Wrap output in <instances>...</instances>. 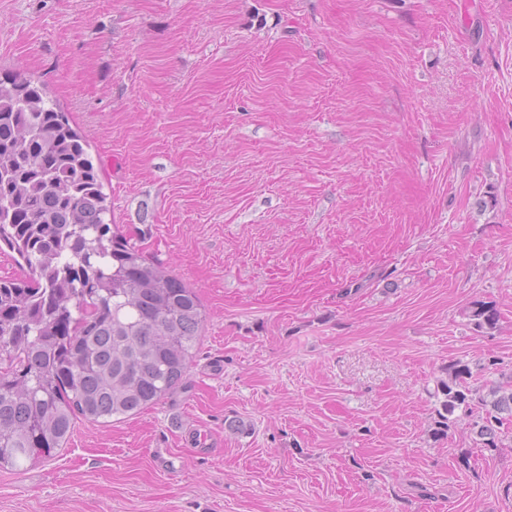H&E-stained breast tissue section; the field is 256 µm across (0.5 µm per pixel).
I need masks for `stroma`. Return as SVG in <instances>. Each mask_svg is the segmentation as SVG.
Listing matches in <instances>:
<instances>
[{"label": "stroma", "mask_w": 512, "mask_h": 512, "mask_svg": "<svg viewBox=\"0 0 512 512\" xmlns=\"http://www.w3.org/2000/svg\"><path fill=\"white\" fill-rule=\"evenodd\" d=\"M1 67L205 322L158 404L0 469V512H512L511 435H431L449 364L512 377V0H0Z\"/></svg>", "instance_id": "obj_1"}]
</instances>
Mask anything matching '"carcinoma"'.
I'll use <instances>...</instances> for the list:
<instances>
[{"mask_svg":"<svg viewBox=\"0 0 512 512\" xmlns=\"http://www.w3.org/2000/svg\"><path fill=\"white\" fill-rule=\"evenodd\" d=\"M102 168L70 113L43 84L0 75V244L22 276L0 279V469L22 470L64 447L74 420L125 418L173 392L186 376L204 326L195 291L107 220ZM492 329L497 310H472ZM457 361L433 434L478 403L477 444L499 447L512 425V384L488 401Z\"/></svg>","mask_w":512,"mask_h":512,"instance_id":"1","label":"carcinoma"}]
</instances>
